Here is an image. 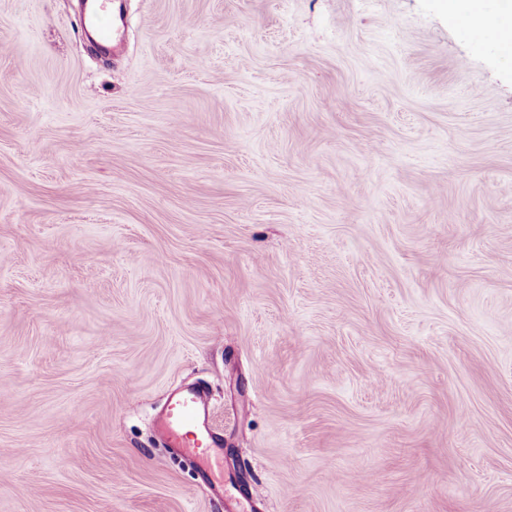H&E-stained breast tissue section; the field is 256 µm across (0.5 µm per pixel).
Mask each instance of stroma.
<instances>
[{
  "label": "stroma",
  "instance_id": "stroma-1",
  "mask_svg": "<svg viewBox=\"0 0 512 512\" xmlns=\"http://www.w3.org/2000/svg\"><path fill=\"white\" fill-rule=\"evenodd\" d=\"M124 2L112 59L0 0V512H512V68L440 0ZM210 395L206 388H188L169 399L163 415V429L173 448L186 455L221 456L223 435L214 432L208 422Z\"/></svg>",
  "mask_w": 512,
  "mask_h": 512
}]
</instances>
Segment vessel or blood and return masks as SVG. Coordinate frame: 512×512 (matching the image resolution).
Instances as JSON below:
<instances>
[{"instance_id":"b4317fda","label":"vessel or blood","mask_w":512,"mask_h":512,"mask_svg":"<svg viewBox=\"0 0 512 512\" xmlns=\"http://www.w3.org/2000/svg\"><path fill=\"white\" fill-rule=\"evenodd\" d=\"M119 12L112 8V0H91L82 22V28L94 32L99 41L111 42ZM210 395L206 388H188L171 397L163 415V429L173 447L184 454L220 457L222 436L214 432L208 422Z\"/></svg>"}]
</instances>
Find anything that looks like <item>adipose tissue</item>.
Listing matches in <instances>:
<instances>
[{
    "label": "adipose tissue",
    "mask_w": 512,
    "mask_h": 512,
    "mask_svg": "<svg viewBox=\"0 0 512 512\" xmlns=\"http://www.w3.org/2000/svg\"><path fill=\"white\" fill-rule=\"evenodd\" d=\"M449 22L464 33L493 30L503 63H512V0H444Z\"/></svg>",
    "instance_id": "obj_1"
}]
</instances>
